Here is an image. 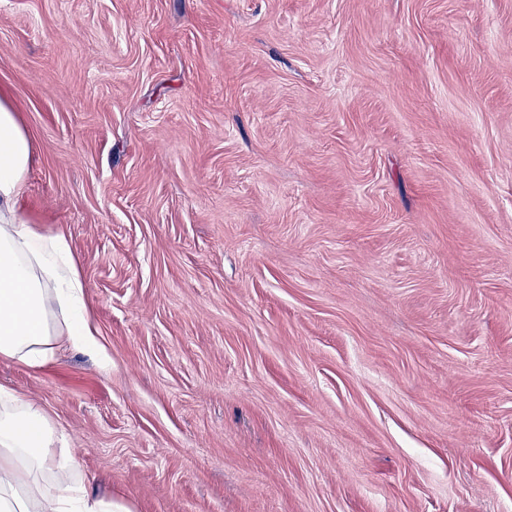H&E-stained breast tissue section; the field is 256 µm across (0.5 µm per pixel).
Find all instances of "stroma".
<instances>
[{
    "mask_svg": "<svg viewBox=\"0 0 512 512\" xmlns=\"http://www.w3.org/2000/svg\"><path fill=\"white\" fill-rule=\"evenodd\" d=\"M0 91L114 512H512V0H0Z\"/></svg>",
    "mask_w": 512,
    "mask_h": 512,
    "instance_id": "stroma-1",
    "label": "stroma"
}]
</instances>
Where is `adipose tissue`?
I'll use <instances>...</instances> for the list:
<instances>
[{"instance_id": "obj_1", "label": "adipose tissue", "mask_w": 512, "mask_h": 512, "mask_svg": "<svg viewBox=\"0 0 512 512\" xmlns=\"http://www.w3.org/2000/svg\"><path fill=\"white\" fill-rule=\"evenodd\" d=\"M31 158V140L0 94V357L40 364L64 346H98L68 240L18 213ZM60 441L39 404L0 388V512H112Z\"/></svg>"}]
</instances>
